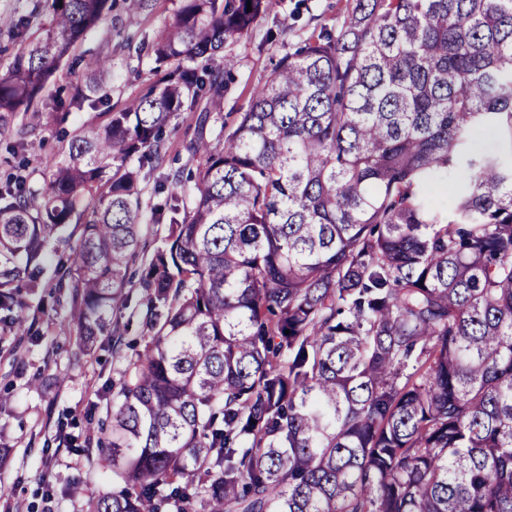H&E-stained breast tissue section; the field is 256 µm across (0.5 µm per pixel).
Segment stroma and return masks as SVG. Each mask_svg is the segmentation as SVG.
Returning <instances> with one entry per match:
<instances>
[{
	"mask_svg": "<svg viewBox=\"0 0 512 512\" xmlns=\"http://www.w3.org/2000/svg\"><path fill=\"white\" fill-rule=\"evenodd\" d=\"M37 0H0V71L5 70L21 41L10 33L19 15ZM298 0H268L265 19L238 43L224 50L231 59L232 78L224 87L221 111L212 113L206 132H199L195 113H177L170 124L166 170H193L197 162L190 146L198 136L214 138L221 125L232 124L246 111L254 90L264 84L274 63L288 48L321 28H333L347 0H307L308 12L293 19ZM180 0H154L152 10L132 14L129 0H113L106 23L90 31L77 46L80 55L104 53L112 57V103L122 106L143 96L155 82L153 63L137 57L136 47L152 42L158 30L170 23ZM287 27L285 39H269L270 28ZM81 79L80 70L61 65L44 91L37 109L40 119L18 116L0 131V175L8 172L14 157L7 145L26 129V155L34 184H42L48 162L62 160L68 131L93 119L95 106L83 103L62 110L57 98L66 97ZM19 298L38 314V335L22 336L0 324V448L7 449L8 464L0 468V512H82L83 500L69 488L81 484L88 491L112 487V472L101 459L99 446L110 431L106 406L119 387L127 364L143 347L140 316L131 319L123 334L122 357L112 355V339L98 337L83 347L68 321L66 296L20 288ZM50 497H43L44 489Z\"/></svg>",
	"mask_w": 512,
	"mask_h": 512,
	"instance_id": "35a3bbf8",
	"label": "stroma"
}]
</instances>
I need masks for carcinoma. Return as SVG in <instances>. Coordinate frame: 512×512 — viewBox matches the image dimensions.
<instances>
[{
  "label": "carcinoma",
  "instance_id": "1",
  "mask_svg": "<svg viewBox=\"0 0 512 512\" xmlns=\"http://www.w3.org/2000/svg\"><path fill=\"white\" fill-rule=\"evenodd\" d=\"M48 2L36 29L35 11L15 24L0 130L112 12ZM266 14L182 0L150 45V91L97 113L44 186L11 146L3 321L38 335L18 288H64L88 345L143 290L148 334L101 446L123 488L85 494L84 512H512V0H350L190 146L193 186L157 181L180 186L151 210L169 233L128 277L166 128L204 100L206 129L216 55ZM76 65L69 104L110 103L112 59ZM491 131L508 152L471 149Z\"/></svg>",
  "mask_w": 512,
  "mask_h": 512
}]
</instances>
